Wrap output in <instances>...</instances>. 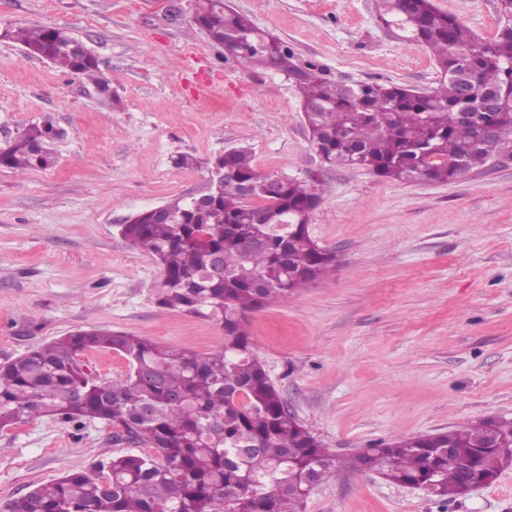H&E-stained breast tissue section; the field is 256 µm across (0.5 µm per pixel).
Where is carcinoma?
I'll list each match as a JSON object with an SVG mask.
<instances>
[{
  "instance_id": "carcinoma-1",
  "label": "carcinoma",
  "mask_w": 512,
  "mask_h": 512,
  "mask_svg": "<svg viewBox=\"0 0 512 512\" xmlns=\"http://www.w3.org/2000/svg\"><path fill=\"white\" fill-rule=\"evenodd\" d=\"M379 19L423 44L441 78L418 91L395 84L345 86L219 0H195L208 40L256 67L277 63L293 85L311 142L330 165L364 169L389 181H458L494 156L512 157V0H500L498 29L484 40L432 0H377ZM3 37L29 57L78 74L112 98L94 56L52 27L13 25ZM465 114L459 118L458 114ZM44 126L25 129L0 152V166L48 167ZM254 194L244 196V181ZM320 195L302 182L256 170L244 148L224 151V182L213 211L186 198L120 225L127 244L161 267L157 303L215 321L224 345L199 354L161 348L106 328H80L0 364V430L39 417L100 420L133 435L141 454H118L108 473H66L3 505V512H305L306 480L338 469L373 471L452 500L464 476L492 483L512 467V421L487 418L448 431L395 436L339 457L288 407L253 349L246 315L284 302L334 269L298 215ZM87 350H112L128 371L104 381L82 369Z\"/></svg>"
}]
</instances>
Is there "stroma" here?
<instances>
[{
  "label": "stroma",
  "instance_id": "obj_1",
  "mask_svg": "<svg viewBox=\"0 0 512 512\" xmlns=\"http://www.w3.org/2000/svg\"><path fill=\"white\" fill-rule=\"evenodd\" d=\"M477 36L497 0H433ZM297 64L346 84L427 90L419 43L379 22L376 0H230ZM194 0H0L9 24L67 28L119 101L0 40V147L32 124L61 132L54 161L0 166V363L97 326L166 347L218 349L216 322L157 305L161 270L121 224L208 184L206 161L250 149L255 168L316 188L310 236L335 269L250 312L255 352L291 412L336 454L392 436L512 419V158L468 178L401 184L322 162L293 83L209 44ZM193 165H175L177 156ZM98 420L43 417L0 432V506L67 471L139 453ZM306 512H512V468L441 502L377 473L338 471Z\"/></svg>",
  "mask_w": 512,
  "mask_h": 512
}]
</instances>
